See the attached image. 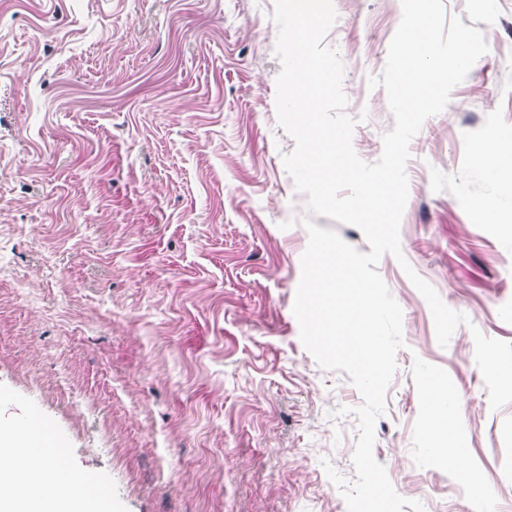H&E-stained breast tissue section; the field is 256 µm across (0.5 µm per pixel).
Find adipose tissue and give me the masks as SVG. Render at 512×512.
<instances>
[{
  "mask_svg": "<svg viewBox=\"0 0 512 512\" xmlns=\"http://www.w3.org/2000/svg\"><path fill=\"white\" fill-rule=\"evenodd\" d=\"M426 396L432 453L456 471H465L459 448L462 424L454 388L434 376L427 381ZM54 453L38 426L22 433L11 424H0V512H68L73 496L94 498L93 487L88 483L82 484L76 495L67 494L73 474L66 467L51 465Z\"/></svg>",
  "mask_w": 512,
  "mask_h": 512,
  "instance_id": "adipose-tissue-1",
  "label": "adipose tissue"
}]
</instances>
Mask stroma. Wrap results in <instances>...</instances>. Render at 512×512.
Instances as JSON below:
<instances>
[{
    "label": "stroma",
    "instance_id": "35a3bbf8",
    "mask_svg": "<svg viewBox=\"0 0 512 512\" xmlns=\"http://www.w3.org/2000/svg\"><path fill=\"white\" fill-rule=\"evenodd\" d=\"M352 144L376 162L401 0H333ZM489 50L409 145L402 258L377 271L404 345L374 456L425 512H512V403L473 330L512 343V0H444ZM273 0H0V418L46 427L116 512H347L358 407L293 304L309 215L282 156ZM496 202L488 221L480 202ZM292 221L290 229L281 224ZM408 261L464 313L440 346ZM458 395L469 476L429 450L428 374ZM490 493L472 497L471 485ZM476 157L477 161L492 174L504 168H512V147L510 141L482 145Z\"/></svg>",
    "mask_w": 512,
    "mask_h": 512
}]
</instances>
